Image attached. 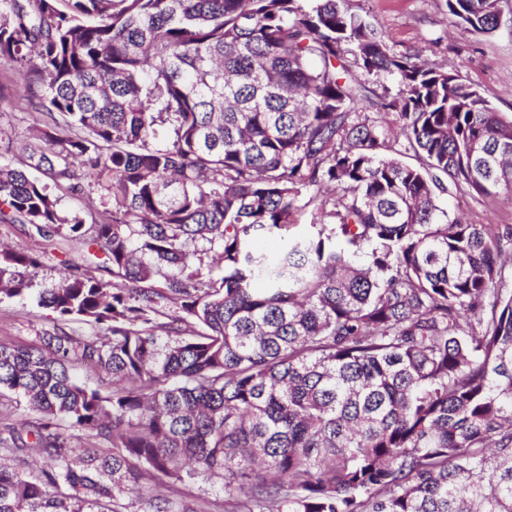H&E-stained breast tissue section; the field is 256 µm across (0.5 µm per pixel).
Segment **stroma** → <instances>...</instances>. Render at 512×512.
<instances>
[{"instance_id":"stroma-1","label":"stroma","mask_w":512,"mask_h":512,"mask_svg":"<svg viewBox=\"0 0 512 512\" xmlns=\"http://www.w3.org/2000/svg\"><path fill=\"white\" fill-rule=\"evenodd\" d=\"M353 6L383 31L394 53L447 65L473 87L490 92L497 111L512 114V0H501V25L489 35L456 29L446 0H353ZM35 104L16 67L0 63V162L17 166L24 159L34 128L43 121ZM443 202L450 214L474 224H512V204L497 198L454 191ZM1 246L39 258L34 271L39 287L57 282L65 273L64 259L83 251L66 232L47 241L20 223H0ZM57 322L35 297L0 295V342L36 343Z\"/></svg>"}]
</instances>
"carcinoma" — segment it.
I'll return each instance as SVG.
<instances>
[{
    "label": "carcinoma",
    "mask_w": 512,
    "mask_h": 512,
    "mask_svg": "<svg viewBox=\"0 0 512 512\" xmlns=\"http://www.w3.org/2000/svg\"><path fill=\"white\" fill-rule=\"evenodd\" d=\"M446 2L497 30L499 0ZM0 60L49 116L26 166L50 179L0 164V223L67 226L86 253L38 304L93 328L0 343V390L40 414L0 451L53 462L0 463V512H120L155 474L218 480L232 512H512V225L440 206L449 181L512 200L487 91L392 53L351 0H0ZM63 186L100 191V223ZM313 203L311 235L252 250ZM36 265L1 249L0 293L29 295ZM87 191V190H86ZM85 193L71 192L66 187L55 190L60 197L59 207L69 215H78L83 224H97L100 221V215L96 208L92 206Z\"/></svg>",
    "instance_id": "cac0c4a2"
}]
</instances>
